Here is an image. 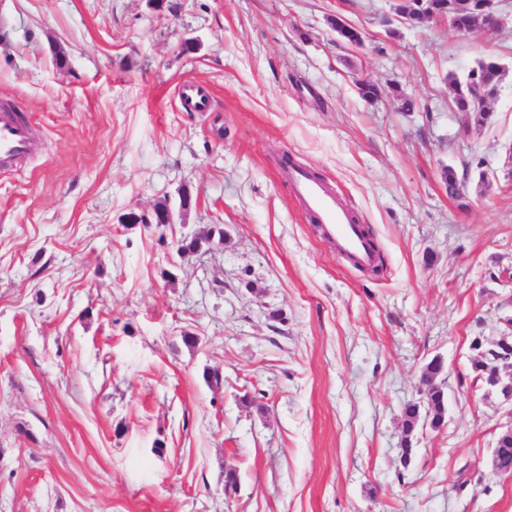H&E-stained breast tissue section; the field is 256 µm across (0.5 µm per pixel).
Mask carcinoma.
I'll return each mask as SVG.
<instances>
[{"label": "carcinoma", "instance_id": "1", "mask_svg": "<svg viewBox=\"0 0 512 512\" xmlns=\"http://www.w3.org/2000/svg\"><path fill=\"white\" fill-rule=\"evenodd\" d=\"M457 6L453 13L452 27L461 33H469L481 27L491 26V16L474 11L470 0H456ZM398 12L402 17L409 19V23L417 25L421 23L424 16L417 8V0H404L398 5ZM334 30L339 39L350 45L359 41L360 31L346 25L342 19H336ZM502 75L501 65L493 58L481 59L478 61L477 69L467 75L465 79L451 77L453 91V103L463 112H471L479 124L486 123L490 118V111L486 102L499 85ZM442 182L445 185L448 195L460 197V188L456 178L455 170L448 166L442 170ZM511 345L485 348L480 344L479 338H474L471 347L481 351V360L471 364V372L475 380H484L490 373L488 365L490 361L512 355V336L508 337ZM445 366L437 359H431L424 367L422 383L426 387L425 403L426 408H421L418 403H410L404 408V434L409 436L401 447L405 453L401 458L403 466H408L414 455L413 439L420 430L424 419H429L434 429L440 430L446 424L447 395L443 388L434 383V380L444 373ZM494 466L501 473L512 472V431L502 433L497 439L494 448Z\"/></svg>", "mask_w": 512, "mask_h": 512}]
</instances>
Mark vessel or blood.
Listing matches in <instances>:
<instances>
[{
	"label": "vessel or blood",
	"mask_w": 512,
	"mask_h": 512,
	"mask_svg": "<svg viewBox=\"0 0 512 512\" xmlns=\"http://www.w3.org/2000/svg\"><path fill=\"white\" fill-rule=\"evenodd\" d=\"M177 97L191 112H206L211 107L209 90L197 83L181 84ZM38 149L39 143L30 125L9 106H0V169L9 171L25 165ZM287 175L302 208L319 224L322 235L357 265L372 266L375 257L362 227L356 224L353 213L340 202L335 190L306 168L289 166Z\"/></svg>",
	"instance_id": "b4317fda"
}]
</instances>
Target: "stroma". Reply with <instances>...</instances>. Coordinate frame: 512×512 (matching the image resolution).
Returning <instances> with one entry per match:
<instances>
[{
	"label": "stroma",
	"mask_w": 512,
	"mask_h": 512,
	"mask_svg": "<svg viewBox=\"0 0 512 512\" xmlns=\"http://www.w3.org/2000/svg\"><path fill=\"white\" fill-rule=\"evenodd\" d=\"M402 2L0 0V101L40 144L0 172V512H512V400L469 370L474 337L512 336V0L466 34ZM486 57L480 125L449 79ZM286 152L369 227L379 274L321 236ZM162 202L175 224L125 223ZM436 356L447 424L405 467ZM177 97L190 112H207L211 107L209 90L200 84L185 82L177 88ZM512 427H510V430ZM494 466L501 473L512 472V431L502 433L494 448Z\"/></svg>",
	"instance_id": "35a3bbf8"
}]
</instances>
